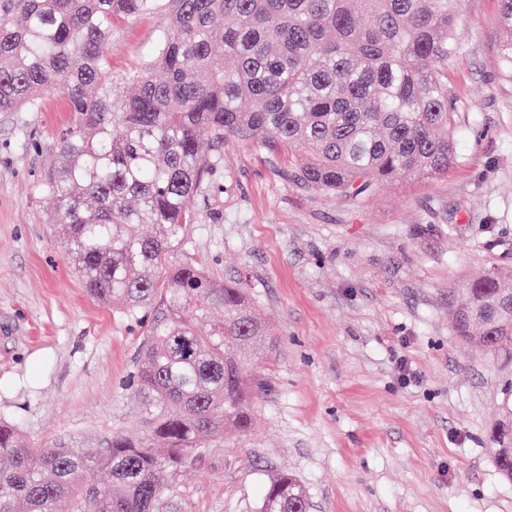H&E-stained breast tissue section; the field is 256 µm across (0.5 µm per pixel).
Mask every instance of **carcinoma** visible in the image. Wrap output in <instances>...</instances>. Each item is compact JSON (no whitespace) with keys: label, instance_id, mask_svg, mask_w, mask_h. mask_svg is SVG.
I'll list each match as a JSON object with an SVG mask.
<instances>
[{"label":"carcinoma","instance_id":"carcinoma-1","mask_svg":"<svg viewBox=\"0 0 512 512\" xmlns=\"http://www.w3.org/2000/svg\"><path fill=\"white\" fill-rule=\"evenodd\" d=\"M500 65L512 71V0H499ZM462 0H0V112H71L41 180L83 288L145 320L132 389L145 432L98 448H36L0 421V512H153L170 474L250 431L264 326L246 286L169 261L197 223L194 197L246 141L292 162L306 189L368 198L457 158L448 59ZM169 16L144 66L112 72V34ZM454 335L512 357V271L466 281ZM156 308L152 318L146 310ZM215 309L224 322L200 331ZM512 390L490 429L512 480ZM103 471L109 487L99 491ZM280 473L256 512H309Z\"/></svg>","mask_w":512,"mask_h":512}]
</instances>
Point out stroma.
<instances>
[{"label": "stroma", "instance_id": "obj_1", "mask_svg": "<svg viewBox=\"0 0 512 512\" xmlns=\"http://www.w3.org/2000/svg\"><path fill=\"white\" fill-rule=\"evenodd\" d=\"M499 0H463L448 63L458 159L448 173L380 186L361 206L308 190L286 159L233 142L194 199L199 221L171 254L248 285L271 346L248 370L253 431L170 476L155 512H255L289 470L310 512H512L487 431L512 360L453 334L456 289L512 267V73L496 49ZM164 15L112 36V69L143 65ZM69 121L0 112V420L30 440L93 448L142 433L129 380L141 322L72 274L37 184ZM407 356L419 383L394 369Z\"/></svg>", "mask_w": 512, "mask_h": 512}]
</instances>
